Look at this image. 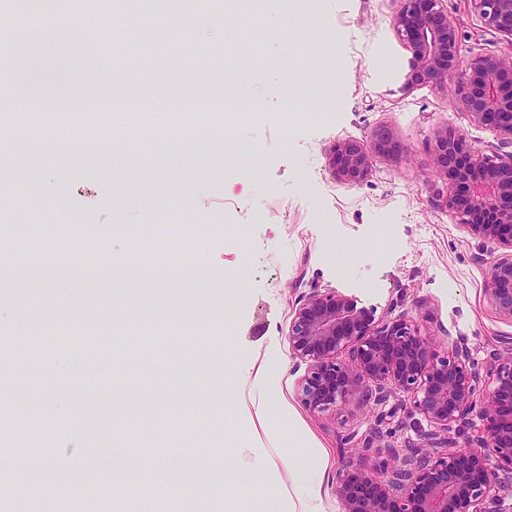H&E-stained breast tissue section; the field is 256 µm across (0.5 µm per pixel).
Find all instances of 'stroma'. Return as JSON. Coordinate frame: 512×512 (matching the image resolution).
<instances>
[{
	"mask_svg": "<svg viewBox=\"0 0 512 512\" xmlns=\"http://www.w3.org/2000/svg\"><path fill=\"white\" fill-rule=\"evenodd\" d=\"M299 24L286 32L265 21L253 39L257 64L219 61L195 53L198 43L236 34L210 0H181L185 38L173 51L127 43L108 49L88 67L77 62L80 30L57 31L51 0L35 18L41 31L24 44L27 67L9 84L44 111L83 100L98 109L115 101L135 106L238 99L261 104L264 116L237 127L248 157L225 156L211 132L194 131L184 143L163 134L133 147H103L60 132L48 144L26 143L0 154V183L28 179L38 195L13 213L34 242L18 257L0 237V428L21 437L32 424L53 437V451L73 463L76 480L59 488L41 470L30 484L11 447L0 440V479L26 501L62 497L61 512H86L91 486L111 477L92 459L133 449L163 468L194 453L210 471L208 482L177 487V510L200 500L210 512H257L279 486L248 491L226 483L222 469L236 466L245 446L268 444L276 416L259 421L243 406L259 399L237 367L262 363L268 348L278 359L279 395L328 456L322 488L324 512H340L336 474L362 469L377 450L409 453L427 428L411 415L407 397L370 387L363 400L312 413L296 397L302 374L291 355L288 326L302 298L336 289L377 316H400L433 336L440 350L458 338L470 360L485 370L490 356L512 338L484 297L488 248L446 207L448 177L432 162L438 130L461 129L469 144L492 154L506 146L499 131L470 122L445 86L410 85L409 48L392 19L401 0H288ZM459 32L463 56L512 54V37L488 28L468 0H444ZM288 98L298 122L271 120ZM389 128L395 158L375 159L365 179L337 184L329 157L339 141L369 139ZM306 163L310 181L296 167ZM67 183L58 194L59 183ZM106 248L113 266L131 259L132 240L185 235L196 243L192 280L156 272L129 282L85 265L86 234ZM30 317L19 321V309ZM36 372L9 379L17 345ZM125 387L149 397L160 421L144 442L140 421L107 414L100 428H84L79 397Z\"/></svg>",
	"mask_w": 512,
	"mask_h": 512,
	"instance_id": "stroma-1",
	"label": "stroma"
}]
</instances>
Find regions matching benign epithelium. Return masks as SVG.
<instances>
[{"label": "benign epithelium", "instance_id": "obj_1", "mask_svg": "<svg viewBox=\"0 0 512 512\" xmlns=\"http://www.w3.org/2000/svg\"><path fill=\"white\" fill-rule=\"evenodd\" d=\"M484 24L512 37V0H468ZM393 28L411 51L408 82L453 81L459 107L477 126L512 140V55L474 54L460 68L456 27L443 0H403ZM388 131L370 141L336 144L332 177L357 185L377 157H390ZM433 164L453 185L448 212L490 252L484 296L512 321V151L484 154L451 126L441 128ZM503 253H496V249ZM293 358L305 365L300 403L323 412L362 396L372 384L405 394L410 413L430 427L414 461H376L336 476L342 512H499L498 468L512 467V341L493 355L483 382L457 347L441 355L431 336L405 317L378 320L372 310L334 290H314L293 311ZM467 434L470 449H454L451 433Z\"/></svg>", "mask_w": 512, "mask_h": 512}]
</instances>
